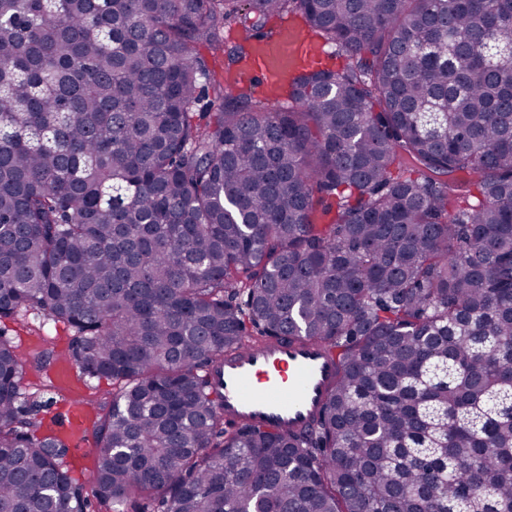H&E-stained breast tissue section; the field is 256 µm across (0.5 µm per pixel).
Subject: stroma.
Segmentation results:
<instances>
[{"instance_id": "35a3bbf8", "label": "stroma", "mask_w": 512, "mask_h": 512, "mask_svg": "<svg viewBox=\"0 0 512 512\" xmlns=\"http://www.w3.org/2000/svg\"><path fill=\"white\" fill-rule=\"evenodd\" d=\"M0 332L11 338L26 361L25 385L35 402L32 416L42 430L66 446L72 476L84 487L94 477V422L112 400V384L83 377L69 360L74 328L36 311L0 319Z\"/></svg>"}]
</instances>
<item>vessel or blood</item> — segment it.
<instances>
[{"instance_id": "b4317fda", "label": "vessel or blood", "mask_w": 512, "mask_h": 512, "mask_svg": "<svg viewBox=\"0 0 512 512\" xmlns=\"http://www.w3.org/2000/svg\"><path fill=\"white\" fill-rule=\"evenodd\" d=\"M297 51L294 35L286 32L259 40L251 77L266 83ZM335 378L334 361L316 344L274 338L256 347L248 345L224 358V414L241 423L300 431L321 409Z\"/></svg>"}]
</instances>
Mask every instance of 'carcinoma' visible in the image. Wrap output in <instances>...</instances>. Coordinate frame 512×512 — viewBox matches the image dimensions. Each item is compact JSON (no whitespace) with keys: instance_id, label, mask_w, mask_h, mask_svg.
I'll return each mask as SVG.
<instances>
[{"instance_id":"cac0c4a2","label":"carcinoma","mask_w":512,"mask_h":512,"mask_svg":"<svg viewBox=\"0 0 512 512\" xmlns=\"http://www.w3.org/2000/svg\"><path fill=\"white\" fill-rule=\"evenodd\" d=\"M293 14L352 63L202 82ZM31 309L112 382V512H512V0H0V319ZM274 336L336 357L300 432L211 383ZM23 373L0 336V512H86Z\"/></svg>"}]
</instances>
